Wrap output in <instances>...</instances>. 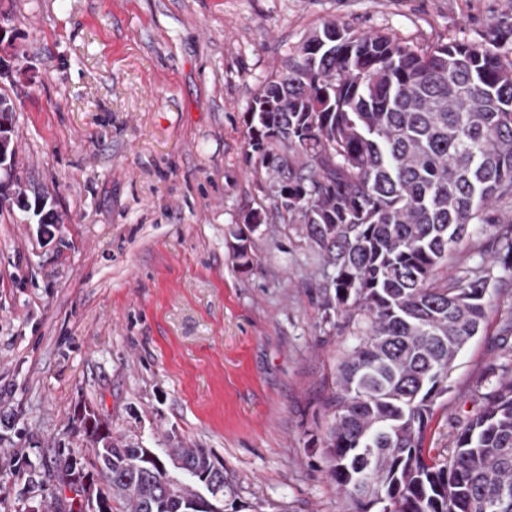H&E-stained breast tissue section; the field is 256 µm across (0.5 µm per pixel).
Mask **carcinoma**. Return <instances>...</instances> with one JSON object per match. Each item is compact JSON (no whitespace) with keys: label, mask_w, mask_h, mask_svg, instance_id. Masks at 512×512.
I'll return each instance as SVG.
<instances>
[{"label":"carcinoma","mask_w":512,"mask_h":512,"mask_svg":"<svg viewBox=\"0 0 512 512\" xmlns=\"http://www.w3.org/2000/svg\"><path fill=\"white\" fill-rule=\"evenodd\" d=\"M246 124L268 205L243 216L257 223L235 233L239 266L259 225L298 224L333 270L325 318L344 307L360 325L325 440L350 512H512V372L484 393L448 462L425 448L489 287L508 281L482 265L442 268L470 225L494 221L491 202L512 199V59L456 39L421 51L328 21L254 97ZM16 166L12 152L5 202L28 195ZM495 242L512 274V224ZM82 434L90 457L68 454L57 473L75 494L68 512L99 497L119 512H192L200 482L230 489L207 448L119 445L93 413Z\"/></svg>","instance_id":"carcinoma-1"}]
</instances>
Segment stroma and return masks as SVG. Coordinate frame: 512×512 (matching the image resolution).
<instances>
[{
  "instance_id": "stroma-1",
  "label": "stroma",
  "mask_w": 512,
  "mask_h": 512,
  "mask_svg": "<svg viewBox=\"0 0 512 512\" xmlns=\"http://www.w3.org/2000/svg\"><path fill=\"white\" fill-rule=\"evenodd\" d=\"M17 173L61 218L0 215V512H48L83 409L115 441L210 449L238 512H347L323 437L357 345L323 317L319 256L264 224L241 269L233 233L261 192L246 113L323 22L428 47L512 48V0H0ZM474 225L449 274L491 264ZM512 357V285L459 355L429 446L444 459Z\"/></svg>"
}]
</instances>
